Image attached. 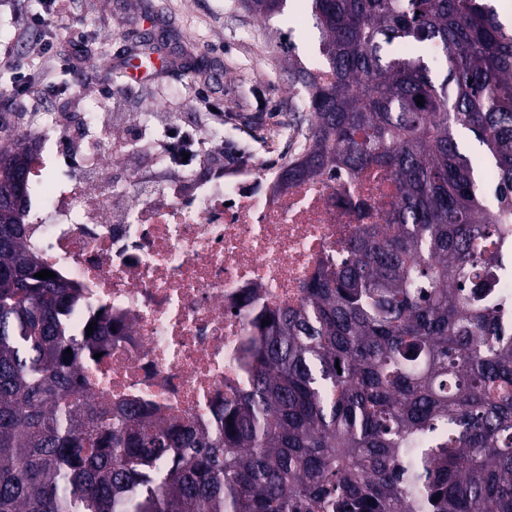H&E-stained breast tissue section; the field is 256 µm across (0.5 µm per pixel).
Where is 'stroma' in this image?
Instances as JSON below:
<instances>
[{
  "mask_svg": "<svg viewBox=\"0 0 512 512\" xmlns=\"http://www.w3.org/2000/svg\"><path fill=\"white\" fill-rule=\"evenodd\" d=\"M40 0H0V47L11 48L26 71L41 72L19 40ZM68 15L81 23L61 42H75L88 63L111 66L112 82L123 95L134 145L121 164L109 169L111 188H130L142 176L145 137L163 133L160 121L193 126L210 138L237 147L247 164L274 167L298 151L293 108L304 96L288 81V56L309 60L313 20L300 0L268 19L249 11L243 0H67ZM160 49L166 62L149 79L132 80L126 63ZM16 76L0 68V116L9 117V142L31 135L32 125L54 128L97 115L106 104L101 88L80 85L77 75L57 71L55 82L77 87L74 96L41 99L30 118L19 116L12 86ZM218 104L222 116L205 108Z\"/></svg>",
  "mask_w": 512,
  "mask_h": 512,
  "instance_id": "obj_1",
  "label": "stroma"
}]
</instances>
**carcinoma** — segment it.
Masks as SVG:
<instances>
[{
  "instance_id": "obj_1",
  "label": "carcinoma",
  "mask_w": 512,
  "mask_h": 512,
  "mask_svg": "<svg viewBox=\"0 0 512 512\" xmlns=\"http://www.w3.org/2000/svg\"><path fill=\"white\" fill-rule=\"evenodd\" d=\"M287 2L245 0L266 19ZM308 2L323 74L288 59L307 112L282 175L392 170L385 228L261 317L215 437L81 400L99 338L71 337L75 288L35 277L27 196L0 207V512H512L505 0ZM30 155L0 149V197Z\"/></svg>"
}]
</instances>
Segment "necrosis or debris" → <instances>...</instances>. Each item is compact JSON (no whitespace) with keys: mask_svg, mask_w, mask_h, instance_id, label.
<instances>
[{"mask_svg":"<svg viewBox=\"0 0 512 512\" xmlns=\"http://www.w3.org/2000/svg\"><path fill=\"white\" fill-rule=\"evenodd\" d=\"M61 140L33 142L29 207L54 201L46 179ZM397 195L383 167L285 184L278 170L239 168L193 199L169 196L147 218L93 214L81 196L29 225L28 246L80 290L70 328L103 321L84 399L115 409L137 400L217 431L219 407L247 384L243 344L261 333L259 311L300 307L322 264Z\"/></svg>","mask_w":512,"mask_h":512,"instance_id":"1","label":"necrosis or debris"}]
</instances>
